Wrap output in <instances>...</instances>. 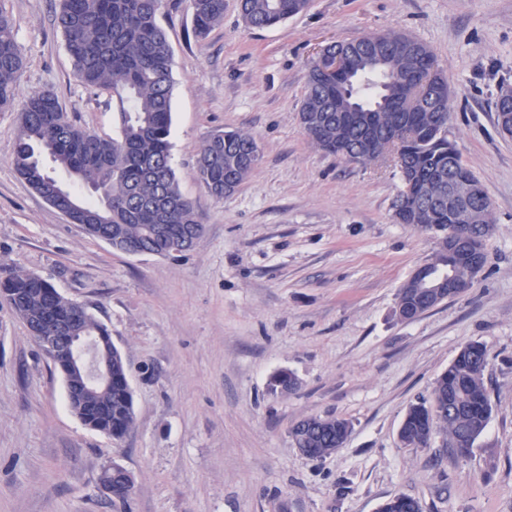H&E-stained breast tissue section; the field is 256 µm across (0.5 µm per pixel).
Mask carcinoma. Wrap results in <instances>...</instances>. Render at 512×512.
<instances>
[{"label": "carcinoma", "mask_w": 512, "mask_h": 512, "mask_svg": "<svg viewBox=\"0 0 512 512\" xmlns=\"http://www.w3.org/2000/svg\"><path fill=\"white\" fill-rule=\"evenodd\" d=\"M310 0H239L242 19L249 26L267 28L304 11ZM194 34L205 38L224 21V0H189ZM161 0H59L55 23L62 32L76 76L87 87L107 93L118 114V133L100 137L73 122L48 90H32L22 101L14 166L42 197L70 214L71 223L85 225L99 237L102 226L119 225L122 241L112 247L122 252L130 245L164 248L151 238L153 224H165L171 237L200 223L192 203L181 193L171 165L173 55L166 32L156 21ZM350 52L355 75L323 77L313 64L306 73L300 112L323 127L320 148L336 153V132L347 142L343 157L374 162L360 150L361 127L350 109L372 112L382 141L397 155L399 172L411 175L395 203L408 214L407 223L429 232L447 231L486 257L485 241L491 228L488 195H468L472 214L448 203V181H477L448 139L452 104L448 84L435 66L430 47L406 34L388 31L333 42L325 51ZM23 57L11 18L0 10V112L14 108L17 77ZM494 110L503 134L512 136V90L500 89ZM256 139L242 131L214 134L197 156L199 176L209 192L224 197V183L241 186L260 163L253 156ZM55 167L92 187L109 201L108 207L90 203L73 210L75 195L53 193L43 157ZM482 270L466 253L438 251L419 269L430 285L437 274L451 276L454 288H468ZM48 284L34 274L14 270L0 279L8 289V303L27 325L47 310ZM400 287L396 313L417 318L433 307ZM486 350L478 342L460 349L448 369L436 380L431 399L406 414L401 434L408 444L423 448L432 434L462 456L470 454L490 420L491 403L485 382ZM81 423L93 430L112 431L122 438L135 425L129 368L122 352L112 348V388L73 400ZM434 428H428V424ZM348 420L333 415L312 416L291 430L293 443L310 460L325 458L351 434ZM378 512H422L409 496L385 501Z\"/></svg>", "instance_id": "carcinoma-1"}]
</instances>
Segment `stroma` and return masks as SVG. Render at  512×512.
<instances>
[{
  "mask_svg": "<svg viewBox=\"0 0 512 512\" xmlns=\"http://www.w3.org/2000/svg\"><path fill=\"white\" fill-rule=\"evenodd\" d=\"M205 39L189 0H162L173 53L172 166L204 226L191 250L128 255L71 223L13 165L17 112H0V277L19 267L103 323L125 355L135 427L121 440L68 409L62 376L0 298V512H113L100 490L115 462L136 482L129 512H512V137L494 101L512 87V0H311L271 28L238 0ZM57 0H0L24 56L21 92L55 93L69 117L116 133L106 94L74 76ZM397 30L426 43L452 95L449 138L485 187L492 232L473 285L419 318L396 315L401 285L439 250L397 223L391 162L358 164L314 145L299 123L321 48ZM252 134L261 161L232 195L200 181L202 143ZM487 349L489 424L470 455L435 436L403 446L408 408L430 398L460 348ZM280 371L296 388L272 391ZM352 424L310 461L291 427Z\"/></svg>",
  "mask_w": 512,
  "mask_h": 512,
  "instance_id": "stroma-1",
  "label": "stroma"
}]
</instances>
